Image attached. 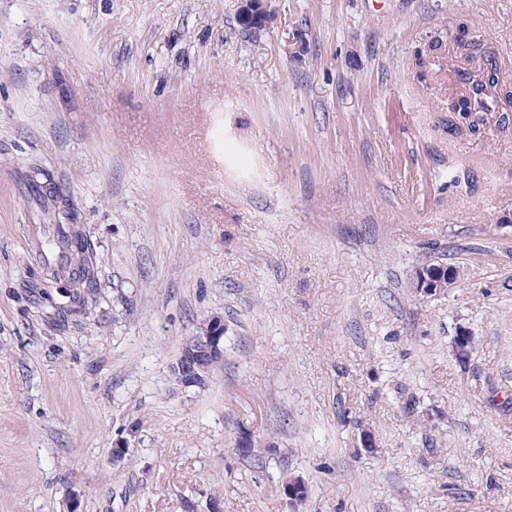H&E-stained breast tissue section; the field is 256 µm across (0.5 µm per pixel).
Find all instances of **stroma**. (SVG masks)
Here are the masks:
<instances>
[{
    "mask_svg": "<svg viewBox=\"0 0 512 512\" xmlns=\"http://www.w3.org/2000/svg\"><path fill=\"white\" fill-rule=\"evenodd\" d=\"M271 8L252 38L239 0H0V512H512V130L451 131L416 63L463 33L512 86V0ZM34 163L97 263L63 327ZM436 257L460 286L415 296ZM33 170L39 172V175L37 176V178L35 177V179L33 178V176H31V178L28 177L27 175L25 176V197L33 201L42 202L46 200L45 191L48 190L49 194L53 193L67 197L66 193L70 192L69 189L65 185L57 183L53 179V176L50 175V173L46 172L45 170L39 167H33ZM45 179H49L52 182H48L47 184H45V182H43ZM72 276H74L73 272ZM74 279L81 281V285L79 289H77L79 293H76L75 296L68 293H65L64 295H53L45 289H41V293H39L40 298L42 299V305L46 310H48L47 313L49 314L57 311L55 321L58 323L65 324L70 313L79 311L69 307L68 303L70 302L71 297L74 302H77L79 300L78 298L80 297V293L89 297L95 295L97 283L96 275H94V269L92 274L90 273L89 276L85 272L81 276H74ZM224 325L219 317H213L201 327V333L190 346L186 345L180 362L174 367V375L182 385H201L209 368L224 358Z\"/></svg>",
    "mask_w": 512,
    "mask_h": 512,
    "instance_id": "35a3bbf8",
    "label": "stroma"
}]
</instances>
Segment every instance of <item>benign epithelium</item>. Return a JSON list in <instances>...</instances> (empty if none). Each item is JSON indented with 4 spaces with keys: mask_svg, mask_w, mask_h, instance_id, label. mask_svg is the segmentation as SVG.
<instances>
[{
    "mask_svg": "<svg viewBox=\"0 0 512 512\" xmlns=\"http://www.w3.org/2000/svg\"><path fill=\"white\" fill-rule=\"evenodd\" d=\"M240 17L254 20L259 31L270 29L274 13L270 0H240ZM224 325L218 317L210 319L201 327L195 342L184 349L180 362L174 367V375L182 385H201L205 382L209 368L224 358Z\"/></svg>",
    "mask_w": 512,
    "mask_h": 512,
    "instance_id": "obj_1",
    "label": "benign epithelium"
}]
</instances>
